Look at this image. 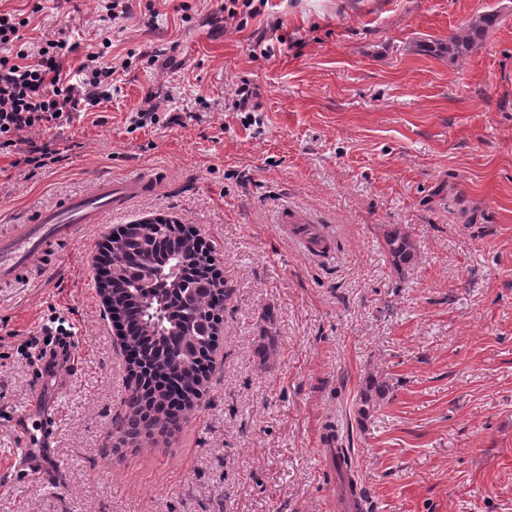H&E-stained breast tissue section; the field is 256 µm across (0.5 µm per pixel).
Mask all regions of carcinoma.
Returning <instances> with one entry per match:
<instances>
[{
	"mask_svg": "<svg viewBox=\"0 0 512 512\" xmlns=\"http://www.w3.org/2000/svg\"><path fill=\"white\" fill-rule=\"evenodd\" d=\"M497 20L485 14L427 51L463 57ZM385 241L395 267L414 259V244L402 228L391 227ZM95 282L108 295L111 319L122 333L129 381L127 411L113 418V432L121 439L170 435L207 390L224 326L231 288L214 267L212 249L177 219L137 220L106 237ZM276 350L275 337L264 331L257 357L266 362ZM387 392L386 384L372 378L363 403L374 404Z\"/></svg>",
	"mask_w": 512,
	"mask_h": 512,
	"instance_id": "obj_1",
	"label": "carcinoma"
}]
</instances>
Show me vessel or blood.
<instances>
[{"instance_id": "vessel-or-blood-1", "label": "vessel or blood", "mask_w": 512, "mask_h": 512, "mask_svg": "<svg viewBox=\"0 0 512 512\" xmlns=\"http://www.w3.org/2000/svg\"><path fill=\"white\" fill-rule=\"evenodd\" d=\"M156 186L155 177L141 172L99 180L91 189L68 194L12 225L8 234L0 235V288H24L48 279L60 251L78 231L99 223L104 213L124 211ZM56 424L53 417L36 419L25 429L21 447L42 446Z\"/></svg>"}]
</instances>
